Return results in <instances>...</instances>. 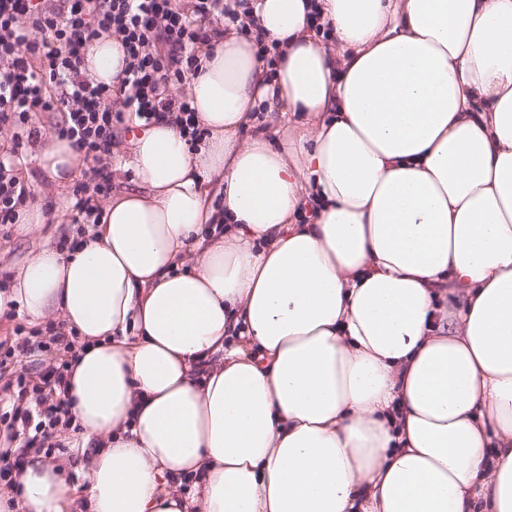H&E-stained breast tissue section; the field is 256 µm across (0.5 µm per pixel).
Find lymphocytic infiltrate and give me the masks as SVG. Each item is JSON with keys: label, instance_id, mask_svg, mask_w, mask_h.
Here are the masks:
<instances>
[{"label": "lymphocytic infiltrate", "instance_id": "f902f5d3", "mask_svg": "<svg viewBox=\"0 0 512 512\" xmlns=\"http://www.w3.org/2000/svg\"><path fill=\"white\" fill-rule=\"evenodd\" d=\"M0 0V135L14 145L36 138L32 116L63 111L55 128L92 162L91 177L75 194L79 215L101 216L99 202L112 189L114 132L135 113L144 123L169 115L188 143L202 141L187 92L176 90L196 71L198 53L223 37L224 25L248 31L249 0ZM120 40L126 67L116 89L94 82L85 53L101 36ZM64 366H51L39 385L15 378L12 428L36 427L27 447L43 450L67 414Z\"/></svg>", "mask_w": 512, "mask_h": 512}]
</instances>
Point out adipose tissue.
I'll return each mask as SVG.
<instances>
[{
  "mask_svg": "<svg viewBox=\"0 0 512 512\" xmlns=\"http://www.w3.org/2000/svg\"><path fill=\"white\" fill-rule=\"evenodd\" d=\"M253 4L277 58L234 29L200 55L206 141L152 122L137 189L0 291L83 342L66 456L0 512H512V0ZM85 64L116 86L119 41Z\"/></svg>",
  "mask_w": 512,
  "mask_h": 512,
  "instance_id": "ef3b65f1",
  "label": "adipose tissue"
}]
</instances>
